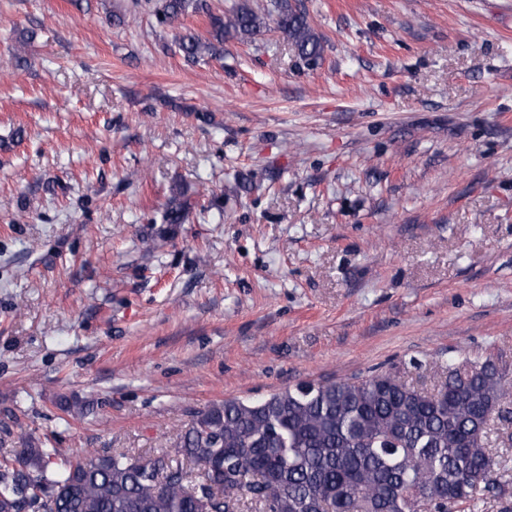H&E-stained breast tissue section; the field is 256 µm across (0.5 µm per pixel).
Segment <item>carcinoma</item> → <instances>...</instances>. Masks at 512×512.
<instances>
[{"label": "carcinoma", "instance_id": "1", "mask_svg": "<svg viewBox=\"0 0 512 512\" xmlns=\"http://www.w3.org/2000/svg\"><path fill=\"white\" fill-rule=\"evenodd\" d=\"M206 13L212 39L175 35L184 58H224V35L253 40L276 28L308 66L324 44L305 9L290 0L223 16L207 0H157L171 25ZM186 205L173 198L169 224ZM505 374L489 358L448 363L438 389L408 384L388 371L357 380L300 383L255 401L214 403L196 413L173 448L154 459L91 451L71 458L29 439L0 461V512H474L497 484L489 449L491 423L508 420L501 405ZM202 469L195 483L183 461Z\"/></svg>", "mask_w": 512, "mask_h": 512}]
</instances>
